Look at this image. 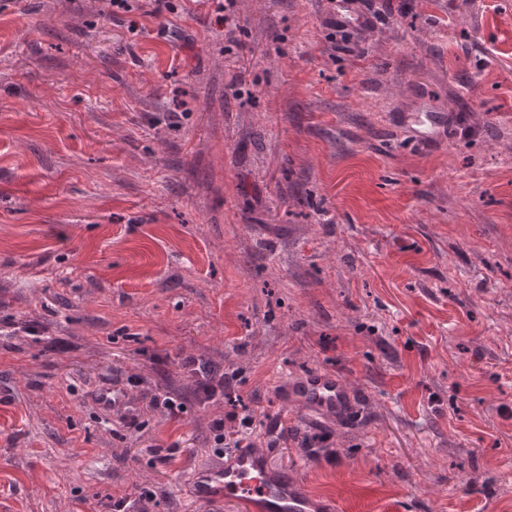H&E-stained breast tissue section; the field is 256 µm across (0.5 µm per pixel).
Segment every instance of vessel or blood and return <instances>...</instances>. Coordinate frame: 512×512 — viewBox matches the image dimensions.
<instances>
[{
    "instance_id": "vessel-or-blood-1",
    "label": "vessel or blood",
    "mask_w": 512,
    "mask_h": 512,
    "mask_svg": "<svg viewBox=\"0 0 512 512\" xmlns=\"http://www.w3.org/2000/svg\"><path fill=\"white\" fill-rule=\"evenodd\" d=\"M288 404L306 409L311 422L344 420L355 397L346 381L331 373L312 372L284 378ZM196 501L237 504L241 512H336L335 501L313 496L301 476L270 466L266 454L239 449L229 463L198 469L192 476Z\"/></svg>"
}]
</instances>
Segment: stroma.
Returning <instances> with one entry per match:
<instances>
[{"label":"stroma","mask_w":512,"mask_h":512,"mask_svg":"<svg viewBox=\"0 0 512 512\" xmlns=\"http://www.w3.org/2000/svg\"><path fill=\"white\" fill-rule=\"evenodd\" d=\"M173 5L0 0V512H239L190 492L231 413L337 512H512V0H364L345 49L327 0ZM183 367L195 378L194 394L201 405L209 404L216 398H224L237 380L234 372H219L209 363L194 357L186 358ZM282 386L286 402L304 407L313 423L325 419L345 420L353 412L354 394L338 375L312 372L284 378Z\"/></svg>","instance_id":"35a3bbf8"}]
</instances>
